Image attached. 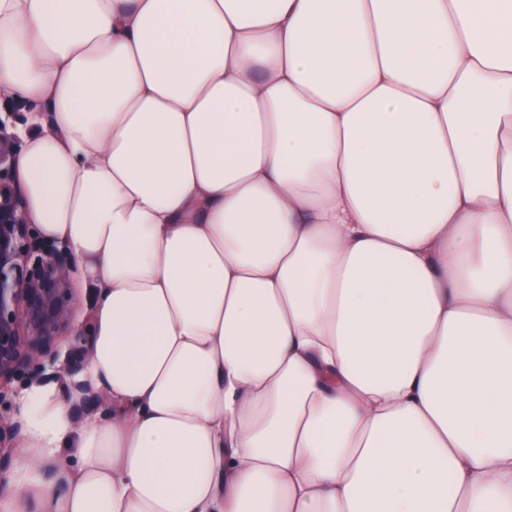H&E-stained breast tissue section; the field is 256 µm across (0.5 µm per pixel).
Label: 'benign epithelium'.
Segmentation results:
<instances>
[{"instance_id": "obj_1", "label": "benign epithelium", "mask_w": 512, "mask_h": 512, "mask_svg": "<svg viewBox=\"0 0 512 512\" xmlns=\"http://www.w3.org/2000/svg\"><path fill=\"white\" fill-rule=\"evenodd\" d=\"M0 119V491L9 482L8 440L16 424L10 399L16 381H39L69 345L63 369L71 376L86 365V332L74 328L71 275L75 258L67 246H49L23 211L13 173V137Z\"/></svg>"}]
</instances>
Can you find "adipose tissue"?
<instances>
[{"instance_id": "adipose-tissue-1", "label": "adipose tissue", "mask_w": 512, "mask_h": 512, "mask_svg": "<svg viewBox=\"0 0 512 512\" xmlns=\"http://www.w3.org/2000/svg\"><path fill=\"white\" fill-rule=\"evenodd\" d=\"M0 97L96 293L0 512H512V0H0ZM5 112H10L14 128H9L8 132H18L30 127L33 119L32 107L27 102L19 99L0 98V114L4 117Z\"/></svg>"}]
</instances>
